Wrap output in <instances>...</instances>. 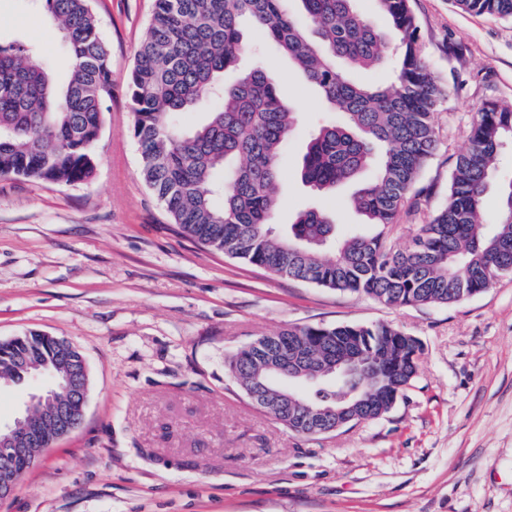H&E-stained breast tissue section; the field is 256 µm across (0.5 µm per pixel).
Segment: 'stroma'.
I'll use <instances>...</instances> for the list:
<instances>
[{
  "mask_svg": "<svg viewBox=\"0 0 512 512\" xmlns=\"http://www.w3.org/2000/svg\"><path fill=\"white\" fill-rule=\"evenodd\" d=\"M112 100L90 182L0 179V340L30 331L86 359L84 420L48 448L0 512H512V276L450 305L393 308L269 274L185 236L140 175L127 80L154 0H92ZM419 44L448 88L440 145L390 236L411 243L448 201L467 131L512 102V19L412 0ZM34 46L66 80L69 57L37 0H0V42ZM262 62L299 114L286 147L291 224L313 204L299 161L328 112L287 57ZM385 322L422 343L419 371L382 418L301 437L254 409L226 358L291 325Z\"/></svg>",
  "mask_w": 512,
  "mask_h": 512,
  "instance_id": "obj_1",
  "label": "stroma"
}]
</instances>
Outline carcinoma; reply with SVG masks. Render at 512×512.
<instances>
[{
  "instance_id": "1",
  "label": "carcinoma",
  "mask_w": 512,
  "mask_h": 512,
  "mask_svg": "<svg viewBox=\"0 0 512 512\" xmlns=\"http://www.w3.org/2000/svg\"><path fill=\"white\" fill-rule=\"evenodd\" d=\"M59 25L70 71L56 85L49 68L22 42L0 43V177L50 184L89 181L93 147L112 101V69L91 0H39ZM155 0L148 34L131 70L127 94L145 184L173 223L198 243L317 287L367 295L388 306L450 305L512 275V178L498 184V216L482 217L491 172L512 141V104L488 100L468 132V149L450 173L448 202L421 224L411 244L394 250L387 236L418 177L435 154L436 107L445 90L419 49L410 0H376L382 30L361 16L356 0ZM462 11L512 19V0H453ZM251 24L318 88L337 120L319 124L306 144L299 174L319 198L336 193L364 169L374 179L352 205L373 234L336 236V214L324 206L296 212L288 233L272 222L280 206L283 148L295 130L268 71L253 65L231 84L224 71L245 63L254 47ZM391 69L393 80L369 85L355 70ZM200 102L207 121L185 129L180 116ZM366 355L354 374L329 375V359L349 338ZM307 344L305 369L314 386L276 373L268 356ZM60 339L29 332L0 342V380H15V358L71 373L81 353L55 359ZM420 340L389 324L288 326L260 336L227 361L248 401L300 436L336 419L375 420L388 400L418 373Z\"/></svg>"
}]
</instances>
